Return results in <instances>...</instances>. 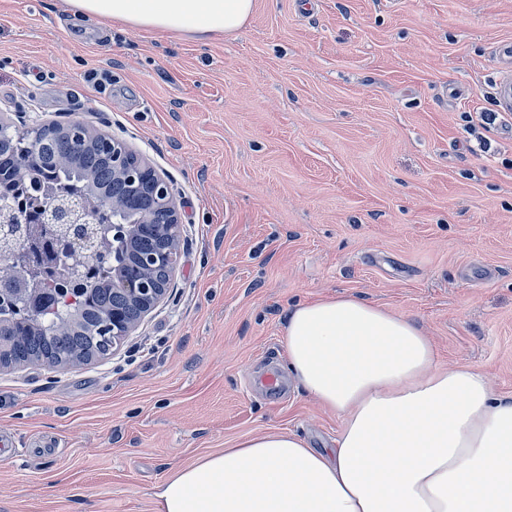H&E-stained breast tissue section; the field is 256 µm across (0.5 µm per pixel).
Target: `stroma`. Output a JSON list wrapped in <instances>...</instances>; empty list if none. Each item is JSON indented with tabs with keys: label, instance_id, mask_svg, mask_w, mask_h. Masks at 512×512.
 I'll return each mask as SVG.
<instances>
[{
	"label": "stroma",
	"instance_id": "obj_1",
	"mask_svg": "<svg viewBox=\"0 0 512 512\" xmlns=\"http://www.w3.org/2000/svg\"><path fill=\"white\" fill-rule=\"evenodd\" d=\"M511 87L512 0H255L203 42L0 0V120L122 139L182 218L120 350L0 371V512H154L156 485L239 439L331 447L340 419L285 369L304 301L382 304L512 397Z\"/></svg>",
	"mask_w": 512,
	"mask_h": 512
}]
</instances>
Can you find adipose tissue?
Listing matches in <instances>:
<instances>
[{"label":"adipose tissue","mask_w":512,"mask_h":512,"mask_svg":"<svg viewBox=\"0 0 512 512\" xmlns=\"http://www.w3.org/2000/svg\"><path fill=\"white\" fill-rule=\"evenodd\" d=\"M102 25L196 40L236 37L255 0H66ZM287 371L342 421L334 447L268 431L179 468L156 512H512V397L431 339L351 295L296 305Z\"/></svg>","instance_id":"adipose-tissue-1"}]
</instances>
